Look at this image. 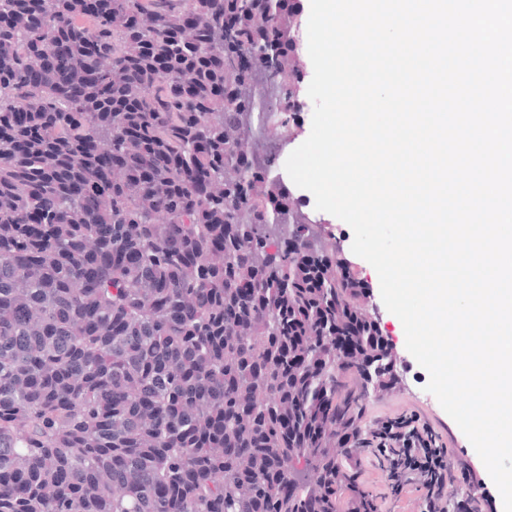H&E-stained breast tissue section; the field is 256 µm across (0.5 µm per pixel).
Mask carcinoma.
Returning <instances> with one entry per match:
<instances>
[{
	"mask_svg": "<svg viewBox=\"0 0 512 512\" xmlns=\"http://www.w3.org/2000/svg\"><path fill=\"white\" fill-rule=\"evenodd\" d=\"M0 0V512H309L336 454L282 436L340 390L336 279L310 295L307 265L285 243L336 264L296 203L267 207L239 157L255 151L246 114L224 94V0H110L76 30L65 0ZM191 16L165 44L167 72L126 88L129 114L99 112L138 42ZM248 51L289 106L291 56L271 35ZM28 114L29 122L20 121ZM154 170L134 181L124 162ZM248 195V204L236 200ZM306 322L305 371L284 393L288 332Z\"/></svg>",
	"mask_w": 512,
	"mask_h": 512,
	"instance_id": "obj_1",
	"label": "carcinoma"
}]
</instances>
